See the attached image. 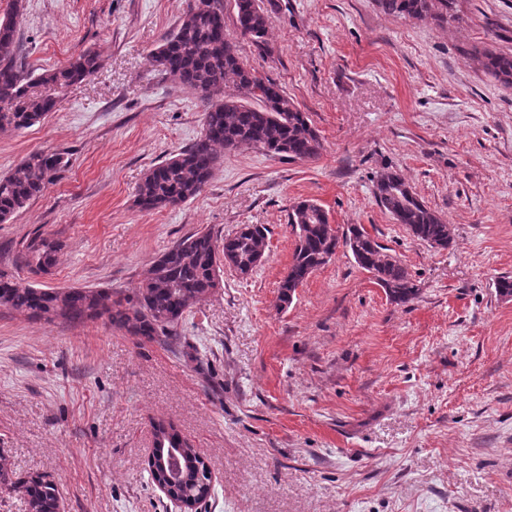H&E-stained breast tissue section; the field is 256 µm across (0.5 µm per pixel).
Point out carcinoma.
I'll return each instance as SVG.
<instances>
[{
	"instance_id": "carcinoma-1",
	"label": "carcinoma",
	"mask_w": 512,
	"mask_h": 512,
	"mask_svg": "<svg viewBox=\"0 0 512 512\" xmlns=\"http://www.w3.org/2000/svg\"><path fill=\"white\" fill-rule=\"evenodd\" d=\"M243 34L264 43L268 19L259 0H233ZM382 10L399 17L443 21L454 0H378ZM21 0H13L0 19V131L33 125L55 106V98L75 81L91 76L98 55L84 53L69 64L40 74L26 73L15 62L16 17ZM160 72L189 89L204 104L203 130L192 144L153 165L140 182L134 205L141 210L174 207L198 196L212 178L221 151L250 147L266 155L309 160L318 157L322 143L307 115L270 78L244 65L237 52L224 46L223 0H197L177 29L152 54ZM483 71L501 85L512 86V54L485 51ZM61 153L30 152L8 174L0 176V223L6 222L67 167ZM377 205L418 239L433 247L451 243L450 225L421 201L399 174L383 171L376 177ZM295 248L288 273L279 283V301L292 302L297 288L325 265L339 248L372 274L387 298L396 304L413 301L419 288L408 268L365 229L352 224L339 231L317 203L302 200L289 216ZM266 228L243 224L219 242L209 230L191 232L163 252L145 272L132 296H112L106 290L68 288L43 290L22 286L0 273V306L52 323L62 319L83 324L107 317L132 336L154 339L177 325L184 314L220 285L228 266L246 276L266 252ZM58 246L35 236L25 244L28 265H53ZM169 448H157L150 463L154 478L165 480ZM180 480L170 494L201 500L211 488V473L202 456L183 448ZM27 500L33 512H59L62 499L56 481L44 476L20 477L0 458V483Z\"/></svg>"
}]
</instances>
